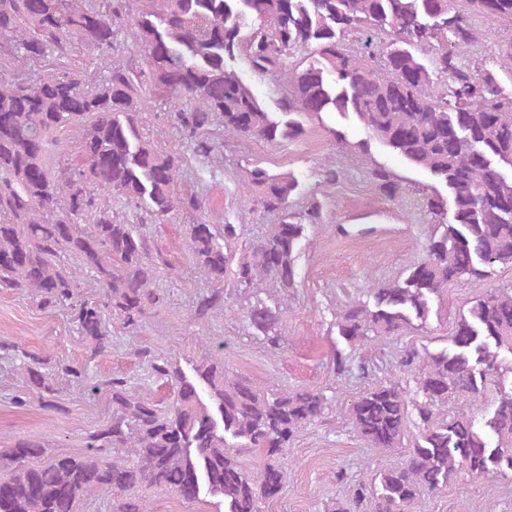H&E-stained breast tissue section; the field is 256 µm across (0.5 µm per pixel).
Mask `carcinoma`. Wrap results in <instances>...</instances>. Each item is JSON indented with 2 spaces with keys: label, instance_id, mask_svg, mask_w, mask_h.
I'll list each match as a JSON object with an SVG mask.
<instances>
[{
  "label": "carcinoma",
  "instance_id": "cac0c4a2",
  "mask_svg": "<svg viewBox=\"0 0 512 512\" xmlns=\"http://www.w3.org/2000/svg\"><path fill=\"white\" fill-rule=\"evenodd\" d=\"M0 0V288L29 292L46 306L70 311L77 330L97 352L112 339L105 312L136 328L163 304L150 242L101 205L106 190L162 224L175 212H202L197 194L179 197L174 183L179 155L143 139L150 99H182L174 112L193 156L216 150L214 126L229 138L270 143L304 133L300 117L353 114L374 140L409 164L428 170L444 187L426 206L434 217L426 259L406 275L372 289L373 302L352 299L336 329L349 351L336 350V374L357 366L381 336L425 324L430 302L448 284L484 280L498 265L512 266V95L497 75L462 61L459 50L479 39L471 16L512 19V0ZM363 39L352 55L342 41ZM389 39L380 68L373 41ZM310 49L314 59L288 66ZM434 51V66L423 55ZM83 50L99 53L90 70L77 63ZM119 58H114V55ZM242 59L258 78L279 79L287 92L269 112L252 85L231 65ZM80 131V160L56 166L58 135ZM258 205L280 221L237 262L234 287L256 298L252 327L272 350L283 347L279 317L260 297L264 278L283 295L299 283L296 258L309 224L323 223L316 201L289 209L300 181L258 163L247 169ZM370 179L384 196L402 193L381 164ZM95 214V223L83 225ZM237 225L202 219L188 226L193 264L221 283L232 263ZM98 284L103 303L80 294L84 279ZM224 309V289L201 295L199 319ZM512 287L472 301L457 318L448 346L406 349L399 368L418 371L415 410L419 439L401 465L354 485L349 506L336 512H402L460 476L470 480L512 473V386H499L493 407L475 414H444L448 399L478 400L488 385L512 374ZM152 377L175 389L166 411L140 397L123 379L112 385V420L91 433L87 452L59 455L39 465L30 459L41 442L21 437L3 454L10 473L0 477V512H84L93 497L111 498L112 512H148L132 496L158 486L186 501L213 498L224 512H260L264 499L288 483L281 463L290 442L327 408L319 390H264L232 378L217 355L186 374L164 358L146 359ZM30 384L52 393L51 381L25 366ZM354 430L375 448L402 445L407 402L398 383L377 384L348 407ZM265 456L254 472L242 457Z\"/></svg>",
  "mask_w": 512,
  "mask_h": 512
}]
</instances>
